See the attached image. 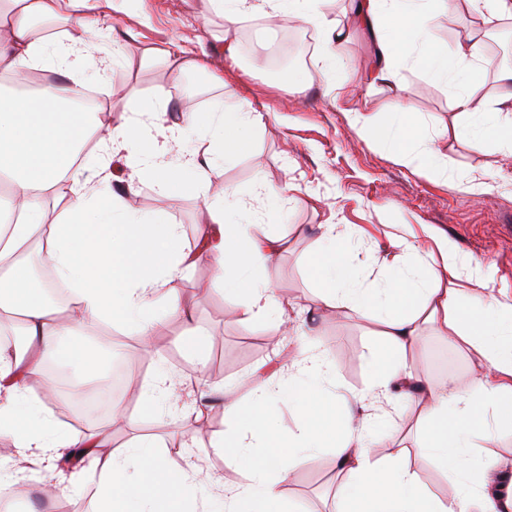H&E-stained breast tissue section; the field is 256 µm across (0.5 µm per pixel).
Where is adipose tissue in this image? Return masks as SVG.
<instances>
[{
	"instance_id": "adipose-tissue-1",
	"label": "adipose tissue",
	"mask_w": 512,
	"mask_h": 512,
	"mask_svg": "<svg viewBox=\"0 0 512 512\" xmlns=\"http://www.w3.org/2000/svg\"><path fill=\"white\" fill-rule=\"evenodd\" d=\"M210 2L232 25L255 15L315 25L322 33L327 91L358 134L377 142L395 163L430 178L447 171L416 113L390 112L380 120L352 107L338 66L354 25L374 42L369 84L400 88L399 65L409 62L453 87L454 137L512 153V66L498 68L500 90L488 95V61L479 40L467 35L450 49L432 38L434 18L451 12L449 0H351L347 25L328 18L321 0ZM110 6L111 0H0V76L12 80L11 87L0 88V177L9 183L8 197L0 199V331L14 338L0 346V430L11 435L14 454L33 465L52 469L67 460L61 480L92 488L95 512H201V492L216 479L198 457L184 455L176 466L144 439L113 447L112 428L125 418L119 409L92 434L75 437L50 412L54 390L45 386L36 393L28 386L49 361L67 367L76 383L93 379L102 358L85 336L98 323L131 327L142 345H150L168 318L189 314L177 284L203 260L214 265L225 294L237 300L241 321L287 318L284 300L264 275L282 239L254 233L252 213L237 191L229 188L222 199L204 202L209 244L193 254L183 246L180 224L136 209L131 188L113 187L110 157L120 149L133 175L151 180L166 199L204 193L211 174L253 152L252 134L265 115L236 106L185 111L181 121L196 128L198 144L173 161L168 143L144 137L125 122L104 123L101 109L78 108L87 49L75 40L35 38L33 27L61 19L92 33L105 25ZM52 64L61 81L25 90L32 72ZM92 140L94 180L80 154ZM63 199L68 206L54 217L48 206ZM350 238L337 225H321L318 246L305 262L316 297L379 326L370 392L379 402L420 398L419 452L457 492L445 502L429 494L408 463V448L395 444L403 419L393 420L383 437L374 436L375 416L363 399L336 388L326 351L312 338L298 345L278 386L256 380L242 396L204 386L203 395L223 399L229 418L212 447L240 465L239 482L224 490L225 512H301L279 486L298 460H312L326 447L344 476L336 512H512V471L482 452L495 430L512 424V299L490 293L483 276L462 278L465 260L450 239H438L440 261L433 265L416 259L413 241L398 237L397 247L413 262L393 264L370 280L354 262ZM31 247L70 288L74 306L68 314L47 303L45 289L30 287L24 253ZM161 297L167 313L158 316L154 306ZM427 324L476 354L482 370L468 389L452 379L430 385L409 359ZM129 383L140 389L149 414L161 420L172 415V373L160 369ZM284 400L295 402L298 416L295 431L286 436L276 432L270 411ZM384 442L396 449L382 458L377 449Z\"/></svg>"
}]
</instances>
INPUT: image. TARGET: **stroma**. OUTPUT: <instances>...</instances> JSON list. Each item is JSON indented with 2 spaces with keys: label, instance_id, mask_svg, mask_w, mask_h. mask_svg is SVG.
Returning <instances> with one entry per match:
<instances>
[{
  "label": "stroma",
  "instance_id": "stroma-1",
  "mask_svg": "<svg viewBox=\"0 0 512 512\" xmlns=\"http://www.w3.org/2000/svg\"><path fill=\"white\" fill-rule=\"evenodd\" d=\"M112 26V32L96 39V50L107 51L112 40H119L125 61L109 72L105 82L91 84L90 89L113 121L129 120L145 129L172 124V116L141 109L146 99L163 97L188 100L192 109L200 111L223 103L267 114L255 134V157L242 158L215 175L205 198L186 196L174 203L161 198L149 180H132L119 154L110 164L114 183L133 185L132 199L139 210L164 212L181 224L184 246L191 251L201 234L204 199L222 197L228 187L236 189L252 206L256 233L281 235L288 242L268 275L292 305L284 326L271 320L240 321L234 313L235 300L225 296L212 264L202 261L179 283L182 295L193 302L192 319L170 320L151 347H142L127 327L112 326L107 334L97 327L90 330L86 341L102 352V377H110L117 366L135 358L145 364L142 378H150L162 365L178 379L172 400L182 409L180 418L158 424L142 413L139 392H131L122 404L127 423L113 430V446L136 435L153 437L177 463L182 444L192 441L203 466L222 483L236 484L235 464L210 446L211 436L226 428L224 405L217 399H200L197 383L204 379L236 389L258 372L278 383L280 364L302 332H315L326 346L341 390L349 394L369 390L370 360L379 346L371 324L344 309L322 305L315 306V313L306 311L314 306V290L304 261L317 245L319 225H349L356 235L355 261L372 277L399 256L396 235L407 233L424 255L435 249L433 234L448 236L466 257L489 271L494 290L512 294V154L491 146L481 150L465 139L439 134V127L455 122L450 88L406 63L399 68L404 91L368 88L360 72L373 56L370 37L356 32L341 50L343 77L354 108L371 113L417 112L427 131L435 132L434 147L448 163V176L431 179L396 164L377 143L359 136L318 83L321 64L311 70L316 78L313 87L292 94L283 76L268 70L261 57L241 53L233 59L225 57L224 44L236 34L226 30L222 13L209 0H123L112 15ZM468 33L482 35L477 20L462 8L455 21H441L433 31L435 39L448 46ZM482 37L484 45L500 46L501 62L512 63V30ZM173 42L202 49L210 57L214 72L202 75L194 92H187L183 78L158 58L159 50ZM473 176L483 178L484 192L460 191L459 183ZM259 177L283 197L299 198L286 222L269 217L265 201L256 197L253 185ZM190 335L212 339L203 359L184 350L183 342ZM421 340L412 358L430 383L437 386L452 378L468 388L473 373L467 350L430 328L424 329ZM339 481L336 456L327 448L313 461L296 465L280 493L304 512H336Z\"/></svg>",
  "mask_w": 512,
  "mask_h": 512
}]
</instances>
